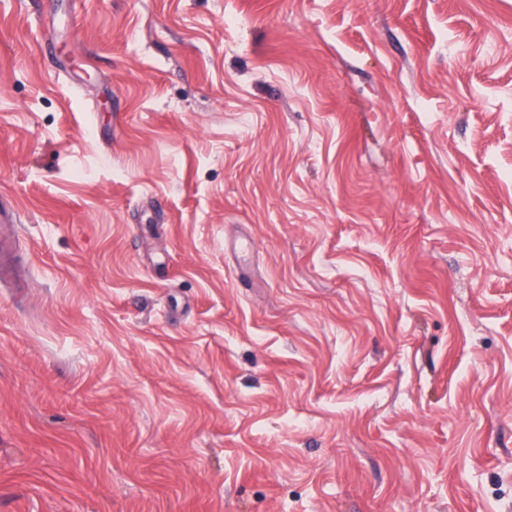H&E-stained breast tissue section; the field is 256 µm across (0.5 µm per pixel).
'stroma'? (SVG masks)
<instances>
[{
	"instance_id": "1",
	"label": "stroma",
	"mask_w": 512,
	"mask_h": 512,
	"mask_svg": "<svg viewBox=\"0 0 512 512\" xmlns=\"http://www.w3.org/2000/svg\"><path fill=\"white\" fill-rule=\"evenodd\" d=\"M4 199L0 512H512V0H0Z\"/></svg>"
}]
</instances>
